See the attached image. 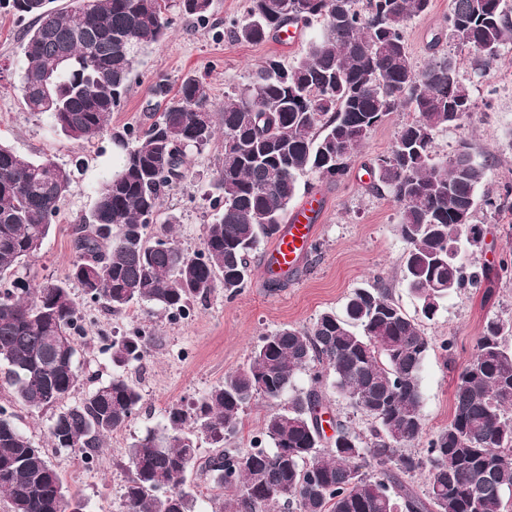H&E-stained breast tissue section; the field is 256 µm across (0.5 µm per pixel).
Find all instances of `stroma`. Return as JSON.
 I'll return each mask as SVG.
<instances>
[{
	"label": "stroma",
	"instance_id": "35a3bbf8",
	"mask_svg": "<svg viewBox=\"0 0 512 512\" xmlns=\"http://www.w3.org/2000/svg\"><path fill=\"white\" fill-rule=\"evenodd\" d=\"M450 4L451 0H432L427 13L409 22L405 37L416 65H424L434 51L448 52L460 74L467 77L473 68V52L450 48L441 39ZM249 5L250 0H213L203 19L170 8L172 25L167 36L140 56L129 92L112 114L110 134L82 147L57 130L47 115L28 111L9 84H0V142L34 159L52 158L74 173L71 190L49 235L35 255L23 260L19 277L38 285L67 276L73 259L71 229L89 216L94 188L118 158L111 134L147 124V90L153 82L163 79L175 89L184 77H203L211 101L218 107L225 93L247 85L269 58L289 64L304 55L309 40L320 30L316 24L302 29L290 49L271 39L257 44L237 41L225 23L243 18ZM32 23V17L15 15L6 0H0V66L15 71L21 68L22 39ZM472 101L473 108L460 126L436 133L434 151L437 157H450L462 142H469L474 158L489 164L483 188L493 193L504 183H512V51L473 83ZM407 118V113L396 112L376 127L344 176L333 181L310 177L314 193L323 196L327 205L316 235L320 252L309 256L285 287H269L262 272L263 254L258 251L252 258L251 280L241 294L229 301L223 291H215L187 320H169L164 311L149 303L115 315L104 305L85 302L81 289H74L76 303L90 318V341L78 355L85 372L79 392L112 374V360L103 353L100 337L119 335L134 326L149 328L157 336L143 367L130 371L141 388L143 406L126 428L108 439L96 465L83 466L65 450L50 454L70 489L87 502L88 512H120L124 463L134 438L161 429L169 406L188 404L221 381L226 372L246 364L259 336L285 325L310 327L326 310L343 313L350 291L370 285L391 289L396 303L411 317H419V305L402 283L405 244L396 231L399 206L389 195L370 191L367 173L371 159L388 153ZM221 147L217 138L192 150L186 180L163 199L162 210L177 218L176 238L185 247L200 246L205 227L217 211L211 184ZM474 221L483 229V240L478 249L465 250L463 257L483 265L491 275L480 287L452 294L437 316L423 324L433 341L421 372L423 436L407 447L419 457L426 454L428 437L452 418L457 376L473 353L487 318L512 319V277L495 274L501 257L512 247V214L502 217L481 209ZM448 339L454 347L442 351L440 344ZM0 404L9 406L15 423L31 442L46 445L51 410L21 404L5 386L0 387Z\"/></svg>",
	"mask_w": 512,
	"mask_h": 512
}]
</instances>
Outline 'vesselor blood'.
I'll use <instances>...</instances> for the list:
<instances>
[{
  "instance_id": "obj_1",
  "label": "vessel or blood",
  "mask_w": 512,
  "mask_h": 512,
  "mask_svg": "<svg viewBox=\"0 0 512 512\" xmlns=\"http://www.w3.org/2000/svg\"><path fill=\"white\" fill-rule=\"evenodd\" d=\"M324 211L323 198L310 196L290 214L287 224L266 252L264 273L292 271L300 266L309 254Z\"/></svg>"
}]
</instances>
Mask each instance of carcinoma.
<instances>
[{"label":"carcinoma","instance_id":"cac0c4a2","mask_svg":"<svg viewBox=\"0 0 512 512\" xmlns=\"http://www.w3.org/2000/svg\"><path fill=\"white\" fill-rule=\"evenodd\" d=\"M11 0L34 16L23 37L25 67L15 89L31 112L46 113L78 144L103 136L131 83L137 57L171 26L168 0ZM212 0H178L187 16L205 17ZM431 0H250L231 21L233 36L260 43L290 25L322 24L305 55L285 66L269 59L253 80L224 95L223 152L212 187L220 209L202 246L187 249L158 223L162 198L186 178L185 157L215 138L209 87L188 76L177 91L148 88L160 112L147 127L113 134L124 157L105 177L89 218L73 231L67 277L33 290L22 279L0 290V383L34 409L53 408L52 447L90 464L112 433L136 416L143 396L127 370L156 342L134 327L103 338L112 378L70 402L82 372L86 318L72 288L114 314L150 303L186 317L216 289L236 297L250 280L251 256L286 222L307 173L346 174L369 133L394 112H410L388 155L377 158L372 191L399 205L396 231L406 245L403 283L432 320L448 295L478 288L486 270L461 257L480 244L471 223L478 206L512 213V185L479 193L487 176L464 142L450 160L434 153V136L460 125L472 106L471 84L448 54L418 68L407 49L408 22ZM448 39L475 55L484 74L512 47V8L504 0H451ZM71 173L0 144V282L34 254L68 194ZM512 321L491 318L458 374L448 426L428 441L426 458L403 452L423 429L420 372L432 339L397 305L388 288H355L345 314L321 313L302 329L285 325L261 336L247 363L224 374L188 408L166 410V427L128 448L124 512H200L189 474L221 491L212 512H509L512 491ZM306 389L294 388L300 372ZM334 390L368 421V433L339 419L323 444L320 409ZM261 437L226 448L242 414L259 399L278 401ZM216 451L202 459L198 440ZM427 469L419 496L397 481ZM232 494L224 497L222 490ZM0 499L9 512H75L84 499L65 484L45 449L32 444L0 405Z\"/></svg>","mask_w":512,"mask_h":512}]
</instances>
